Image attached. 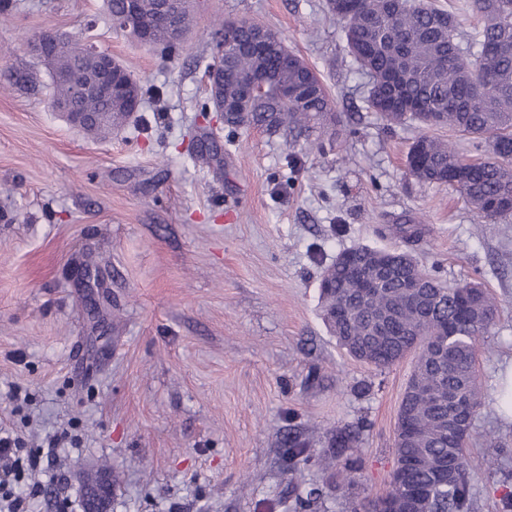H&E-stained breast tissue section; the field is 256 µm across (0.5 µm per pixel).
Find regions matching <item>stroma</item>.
<instances>
[{"instance_id":"obj_1","label":"stroma","mask_w":512,"mask_h":512,"mask_svg":"<svg viewBox=\"0 0 512 512\" xmlns=\"http://www.w3.org/2000/svg\"><path fill=\"white\" fill-rule=\"evenodd\" d=\"M0 19V427L31 441L75 424L80 448L33 512L89 488L100 512H295L344 458L336 429L366 421L358 483L312 512L381 494L415 359L378 371L340 348L320 309L324 268L369 245L410 252L448 285L477 281L498 319L477 352L483 393L466 455L474 512H503L486 460L512 446L499 374L512 364V221L477 224L454 191L405 169L419 130L367 111V80L325 0H195L177 54L116 32L102 0H11ZM277 31L320 75L348 133L299 151L203 119L214 14ZM43 32L82 35L143 86L127 126L92 137L47 103ZM418 228H403L404 219ZM29 395L16 407L10 389ZM315 465L292 470L288 431Z\"/></svg>"}]
</instances>
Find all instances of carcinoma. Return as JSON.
<instances>
[{
  "label": "carcinoma",
  "instance_id": "1",
  "mask_svg": "<svg viewBox=\"0 0 512 512\" xmlns=\"http://www.w3.org/2000/svg\"><path fill=\"white\" fill-rule=\"evenodd\" d=\"M342 0H327L329 13L341 26L346 50L356 68L368 78L366 108L377 112L389 128L412 123L424 129L413 141L406 167L420 182L447 185L457 191L481 222L497 224L512 218V208H500L512 196V0H472L463 8L475 12L469 34L453 12L430 0H361L353 10ZM159 0H140L134 22L120 30L137 41L152 31L150 49L161 55L179 50L182 40L171 37L158 18ZM262 54L241 49L224 54L220 96L207 98L202 110L223 102L241 107L240 115L225 121L230 132L264 128L299 141L322 136L324 125H343L334 102L318 73L289 49L271 28ZM87 45L76 36L64 38L62 50L50 61L51 71H63L79 82L87 78L91 61ZM254 74L266 79L263 95L248 97L247 80ZM286 85L303 88L306 96L283 101L278 90ZM50 104L70 103L69 83L51 79ZM74 103V102H72ZM74 106L101 112L99 123L85 133L105 137L134 111L125 101L112 108L98 99ZM446 128L472 141L488 144L489 156L469 160L456 144L428 134ZM396 264V273L379 283L375 299L362 302L354 274L364 259ZM420 288L407 293V281ZM322 316L338 345L354 359L377 370L416 355L406 384L397 425L412 427L410 438H395L396 465L384 493L368 499L354 512H471L472 494L466 446L469 436L448 439L445 431L450 402L468 404L471 418L482 408V392L474 367L480 339L495 324L496 304L478 283L450 288L423 271L405 252L358 246L340 253L320 281ZM348 465L333 489L358 483L359 432L336 431L334 439ZM292 468L308 464L304 442L288 443ZM512 448L497 443L491 470L502 474V501L512 504V472L504 463Z\"/></svg>",
  "mask_w": 512,
  "mask_h": 512
}]
</instances>
